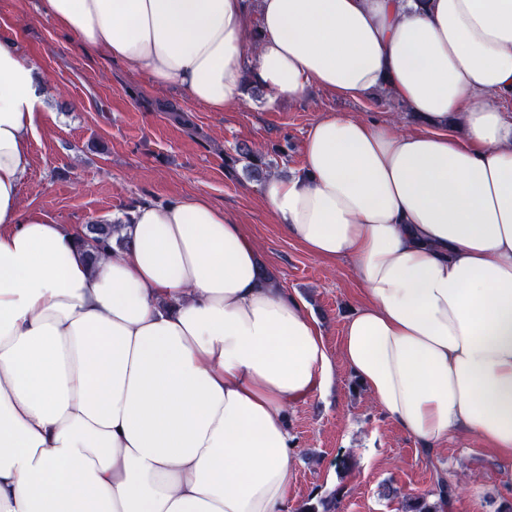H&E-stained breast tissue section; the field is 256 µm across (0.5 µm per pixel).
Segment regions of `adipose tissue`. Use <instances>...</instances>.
<instances>
[{"mask_svg":"<svg viewBox=\"0 0 512 512\" xmlns=\"http://www.w3.org/2000/svg\"><path fill=\"white\" fill-rule=\"evenodd\" d=\"M39 0L83 45L221 112L383 91L423 121L327 115L262 185L281 230L351 262L340 355L424 454L512 461V0ZM46 93L0 38V512H288L286 411L328 388L315 318L242 225L184 195L106 214L127 244L23 211Z\"/></svg>","mask_w":512,"mask_h":512,"instance_id":"obj_1","label":"adipose tissue"}]
</instances>
